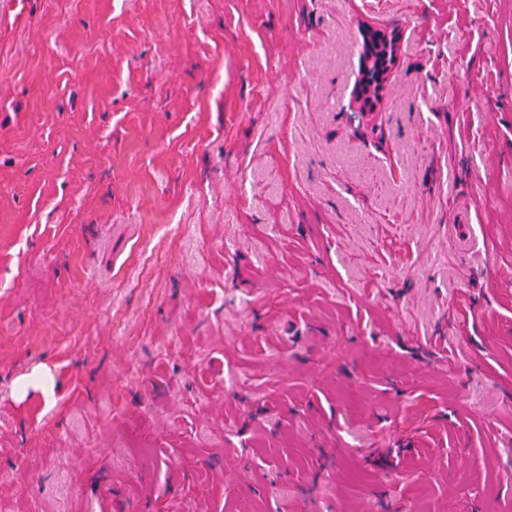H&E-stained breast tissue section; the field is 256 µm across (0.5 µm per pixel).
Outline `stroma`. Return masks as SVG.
<instances>
[{"mask_svg":"<svg viewBox=\"0 0 512 512\" xmlns=\"http://www.w3.org/2000/svg\"><path fill=\"white\" fill-rule=\"evenodd\" d=\"M13 15L0 512H512V0ZM384 82L385 79L377 89L375 82H368L367 80L360 82L357 90L356 101L361 104V110L377 108L381 102V91L383 90Z\"/></svg>","mask_w":512,"mask_h":512,"instance_id":"1","label":"stroma"}]
</instances>
